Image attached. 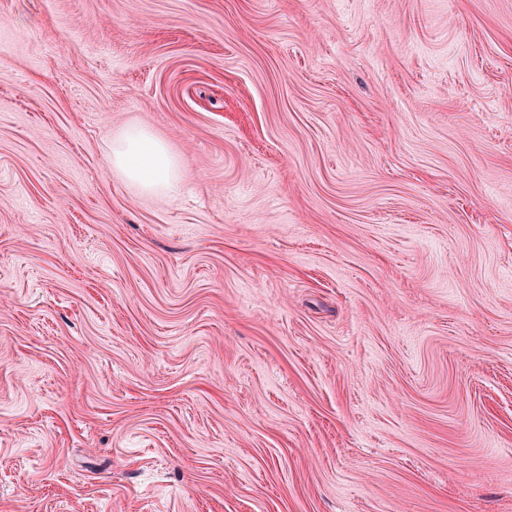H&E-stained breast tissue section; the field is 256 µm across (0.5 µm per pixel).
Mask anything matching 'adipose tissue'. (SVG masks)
Returning a JSON list of instances; mask_svg holds the SVG:
<instances>
[{
  "mask_svg": "<svg viewBox=\"0 0 512 512\" xmlns=\"http://www.w3.org/2000/svg\"><path fill=\"white\" fill-rule=\"evenodd\" d=\"M125 180L153 192L171 188L180 176V162L146 129L131 127L115 135L109 156Z\"/></svg>",
  "mask_w": 512,
  "mask_h": 512,
  "instance_id": "1",
  "label": "adipose tissue"
}]
</instances>
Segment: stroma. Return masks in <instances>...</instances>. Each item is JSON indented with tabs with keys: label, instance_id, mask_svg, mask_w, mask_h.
<instances>
[{
	"label": "stroma",
	"instance_id": "obj_1",
	"mask_svg": "<svg viewBox=\"0 0 512 512\" xmlns=\"http://www.w3.org/2000/svg\"><path fill=\"white\" fill-rule=\"evenodd\" d=\"M0 512H512V0H0ZM112 168L146 192L171 188L180 176V162L146 129L131 127L112 138Z\"/></svg>",
	"mask_w": 512,
	"mask_h": 512
}]
</instances>
